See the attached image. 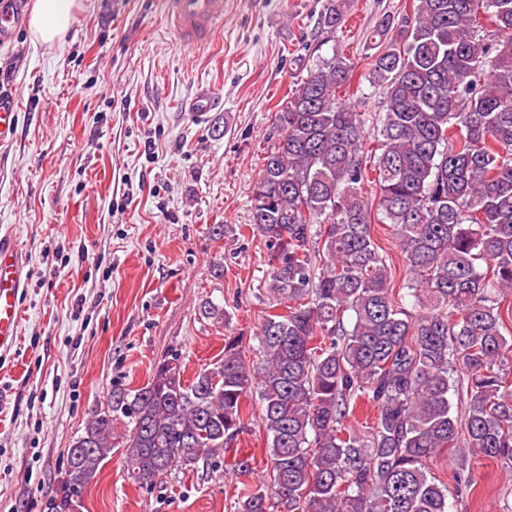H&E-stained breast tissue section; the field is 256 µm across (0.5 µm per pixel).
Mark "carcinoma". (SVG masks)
Here are the masks:
<instances>
[{
    "mask_svg": "<svg viewBox=\"0 0 512 512\" xmlns=\"http://www.w3.org/2000/svg\"><path fill=\"white\" fill-rule=\"evenodd\" d=\"M347 11L327 0L320 31L336 33ZM371 46L364 79L383 91L376 152L365 151L363 114L337 98L355 65L336 51L295 59L297 85L275 111L251 222L284 311L265 315L258 361L229 336L223 358L188 384L174 354L144 386H113L68 449L47 512H79L115 447L145 490L231 450L253 391L271 466L252 482L253 458L233 456L247 479L236 512H448L452 491L429 467L439 452L457 449L470 488L468 456L512 459L502 376L512 311L498 300L512 290V0H413ZM374 211L413 273L399 293L371 235ZM199 313L224 323L212 301ZM362 403L376 412L364 434L350 426Z\"/></svg>",
    "mask_w": 512,
    "mask_h": 512,
    "instance_id": "cac0c4a2",
    "label": "carcinoma"
}]
</instances>
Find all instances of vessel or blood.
Segmentation results:
<instances>
[{
	"instance_id": "vessel-or-blood-1",
	"label": "vessel or blood",
	"mask_w": 512,
	"mask_h": 512,
	"mask_svg": "<svg viewBox=\"0 0 512 512\" xmlns=\"http://www.w3.org/2000/svg\"><path fill=\"white\" fill-rule=\"evenodd\" d=\"M167 5L173 32L184 42L209 41L224 19V0H167ZM17 107L16 98L0 96V144L14 133ZM27 282L26 258L16 234L0 232V350L17 339L19 292Z\"/></svg>"
}]
</instances>
